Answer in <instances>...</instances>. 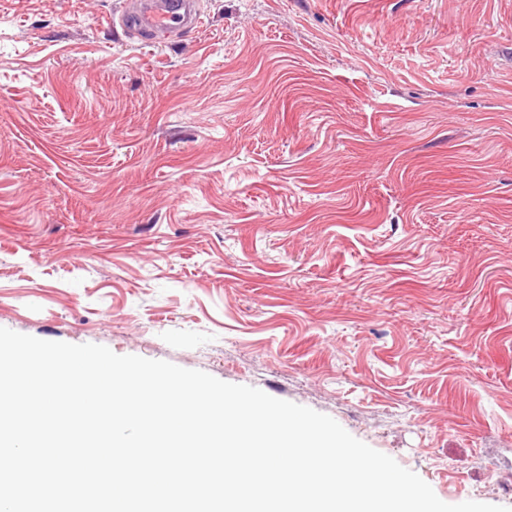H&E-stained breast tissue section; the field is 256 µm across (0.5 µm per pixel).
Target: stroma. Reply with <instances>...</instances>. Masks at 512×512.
Masks as SVG:
<instances>
[{"label":"stroma","mask_w":512,"mask_h":512,"mask_svg":"<svg viewBox=\"0 0 512 512\" xmlns=\"http://www.w3.org/2000/svg\"><path fill=\"white\" fill-rule=\"evenodd\" d=\"M0 0V327L309 407L512 507V0ZM121 21L140 39L152 42L156 33L179 35L196 30L203 18L195 0H148L128 1Z\"/></svg>","instance_id":"1"}]
</instances>
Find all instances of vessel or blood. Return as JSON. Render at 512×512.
<instances>
[{
  "mask_svg": "<svg viewBox=\"0 0 512 512\" xmlns=\"http://www.w3.org/2000/svg\"><path fill=\"white\" fill-rule=\"evenodd\" d=\"M121 21L150 42L158 33L178 35L198 29L203 18L197 0H129Z\"/></svg>",
  "mask_w": 512,
  "mask_h": 512,
  "instance_id": "1",
  "label": "vessel or blood"
}]
</instances>
